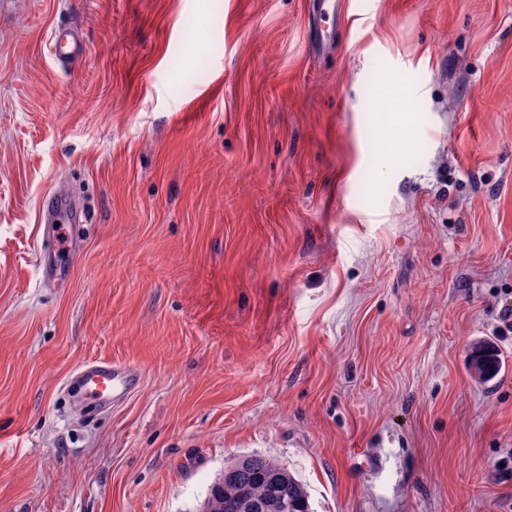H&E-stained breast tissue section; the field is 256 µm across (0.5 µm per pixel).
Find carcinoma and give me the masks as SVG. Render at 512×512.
<instances>
[{"mask_svg": "<svg viewBox=\"0 0 512 512\" xmlns=\"http://www.w3.org/2000/svg\"><path fill=\"white\" fill-rule=\"evenodd\" d=\"M496 351L479 347L471 360L473 373L483 380L494 376ZM288 493L289 512H310L305 486L274 460L256 454L240 455L224 467V477L213 484L200 512H284L280 492Z\"/></svg>", "mask_w": 512, "mask_h": 512, "instance_id": "1", "label": "carcinoma"}]
</instances>
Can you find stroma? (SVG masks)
<instances>
[{
  "label": "stroma",
  "instance_id": "obj_1",
  "mask_svg": "<svg viewBox=\"0 0 512 512\" xmlns=\"http://www.w3.org/2000/svg\"><path fill=\"white\" fill-rule=\"evenodd\" d=\"M313 2L0 0V512H512V0ZM52 55L61 61H72L85 50L81 36L75 28L65 27L55 30L50 42ZM496 351L489 345L479 347L471 360V369L473 373L483 380L494 376L498 367V358ZM139 366L110 360H93L83 364L67 382L65 390L75 391L79 399H89L99 406L115 405L138 389L142 383ZM288 493V512H310L305 486L274 460L243 454L224 467V477L213 484L200 512H285L280 492Z\"/></svg>",
  "mask_w": 512,
  "mask_h": 512
}]
</instances>
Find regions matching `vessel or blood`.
Returning <instances> with one entry per match:
<instances>
[{
    "label": "vessel or blood",
    "instance_id": "1",
    "mask_svg": "<svg viewBox=\"0 0 512 512\" xmlns=\"http://www.w3.org/2000/svg\"><path fill=\"white\" fill-rule=\"evenodd\" d=\"M50 47L53 56L61 61L75 60L85 50L78 30L72 27L55 30ZM142 377V371L137 365L105 359L93 360L83 364L73 374L65 389L75 392L78 398L108 407L123 401L138 389Z\"/></svg>",
    "mask_w": 512,
    "mask_h": 512
}]
</instances>
